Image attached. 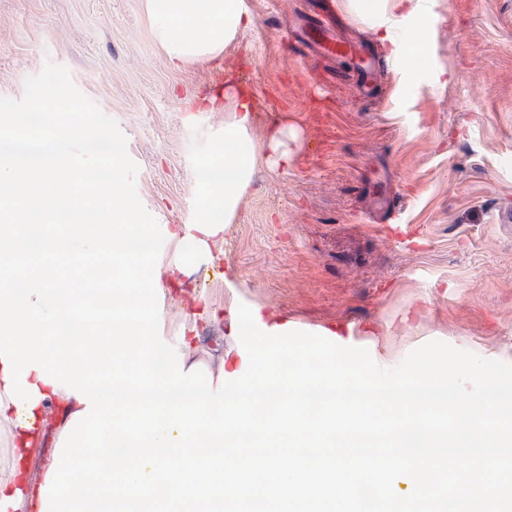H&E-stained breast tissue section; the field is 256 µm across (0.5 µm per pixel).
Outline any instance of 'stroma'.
Segmentation results:
<instances>
[{
	"label": "stroma",
	"instance_id": "1",
	"mask_svg": "<svg viewBox=\"0 0 512 512\" xmlns=\"http://www.w3.org/2000/svg\"><path fill=\"white\" fill-rule=\"evenodd\" d=\"M253 17L222 55L169 68L151 34L145 0H0V97L20 98L46 64L113 118L138 166L137 194L158 224L193 223L196 169L225 115L188 103L233 80L250 89L254 140L285 127L295 140L285 171L255 169L224 235V259L199 258L188 282L216 320L193 324L179 295L159 301V334L184 356L218 370L247 353L227 319L244 304L292 330L331 331L367 349L381 367L439 340L512 364V0H423L422 22L402 32L422 41L429 65L411 72L366 23L344 16L341 33L388 63L381 99L357 88L313 84L305 48L315 0H244ZM387 179L399 218L371 220L370 182ZM232 279H225V270Z\"/></svg>",
	"mask_w": 512,
	"mask_h": 512
}]
</instances>
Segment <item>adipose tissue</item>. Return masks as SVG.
I'll use <instances>...</instances> for the list:
<instances>
[{
	"instance_id": "ef3b65f1",
	"label": "adipose tissue",
	"mask_w": 512,
	"mask_h": 512,
	"mask_svg": "<svg viewBox=\"0 0 512 512\" xmlns=\"http://www.w3.org/2000/svg\"><path fill=\"white\" fill-rule=\"evenodd\" d=\"M152 35L164 51L168 63L178 69L198 60H209L223 53L238 31L250 24L244 0H147ZM346 9L376 30L381 42L398 46L397 29L420 11V0H344ZM208 112L226 114L224 134L214 139L199 165L198 183L203 193L202 216L192 224L166 227L169 242H192L189 251L160 268L163 289L180 287L181 275L198 257L210 254L212 246L223 243L224 232L239 199L247 193L252 172L259 163L288 168L292 158L283 148L285 132L270 130L263 142L250 135L252 108L248 97L234 90L204 101ZM29 384L41 396L31 415L19 413L0 378V430L7 438L0 447V512H40V489L45 471H33L32 453L43 444L45 425L55 419L64 429L74 413L83 411L75 396L64 389L39 381L30 371Z\"/></svg>"
}]
</instances>
